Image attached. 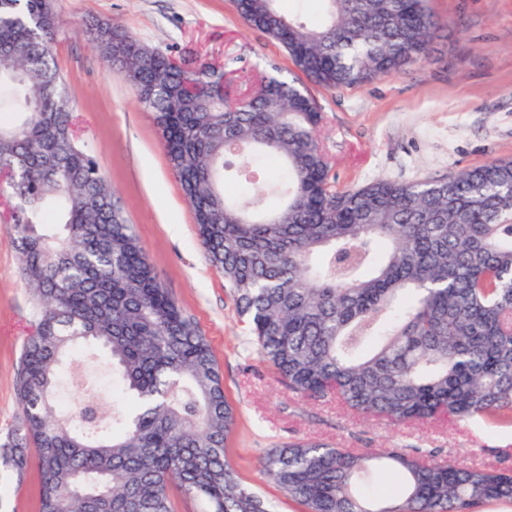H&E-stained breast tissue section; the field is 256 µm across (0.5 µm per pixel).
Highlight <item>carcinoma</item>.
Returning <instances> with one entry per match:
<instances>
[{
	"mask_svg": "<svg viewBox=\"0 0 512 512\" xmlns=\"http://www.w3.org/2000/svg\"><path fill=\"white\" fill-rule=\"evenodd\" d=\"M281 0H235L326 87H351L426 58L440 28L426 0H315L311 23ZM52 0H0V198L34 309L18 381L39 512H267L226 459L235 413L211 348L157 277L112 183L80 143L56 65ZM153 113L201 245L246 317L260 359L288 388L394 425L443 419L512 426V160L450 178L341 189L305 87L260 73L229 98L170 51L120 26L84 29ZM252 186L240 201L224 170ZM107 356L117 387L60 409L62 369ZM403 479L382 501L356 491L377 464ZM266 479L306 512H475L512 501V471L416 448L360 453L315 442L272 448ZM86 485L72 493L75 480Z\"/></svg>",
	"mask_w": 512,
	"mask_h": 512,
	"instance_id": "1",
	"label": "carcinoma"
}]
</instances>
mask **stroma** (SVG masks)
<instances>
[{
	"label": "stroma",
	"mask_w": 512,
	"mask_h": 512,
	"mask_svg": "<svg viewBox=\"0 0 512 512\" xmlns=\"http://www.w3.org/2000/svg\"><path fill=\"white\" fill-rule=\"evenodd\" d=\"M59 19L55 60L73 90L76 131L116 189L125 216L183 314L209 343L236 423L226 454L240 480L273 512H303L269 483L258 461L291 441L356 451H433L466 464L512 471V428L478 421L392 425L353 415L336 401L296 395L262 363L247 325L209 264L191 208L165 154L154 116L135 89L110 70L80 33L91 19L122 25L140 43L183 54L195 65L221 62L249 76L277 67L304 84L324 116L320 139L340 187L377 179L451 177L495 159H512V0H428L441 27L427 59L353 87L307 80L288 52L250 28L234 0H52ZM0 199V447L18 429L22 346L34 320L19 255ZM105 360L73 364L59 404L108 399ZM36 466L24 476L0 466V512H38Z\"/></svg>",
	"instance_id": "obj_1"
}]
</instances>
